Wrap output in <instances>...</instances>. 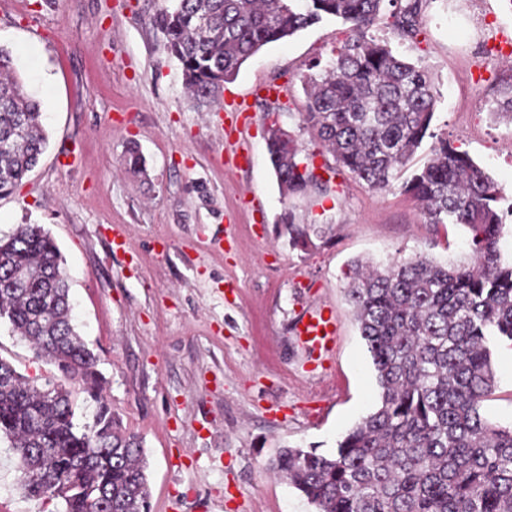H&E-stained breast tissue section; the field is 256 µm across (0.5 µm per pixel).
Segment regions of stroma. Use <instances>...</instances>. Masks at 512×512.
<instances>
[{"label": "stroma", "instance_id": "35a3bbf8", "mask_svg": "<svg viewBox=\"0 0 512 512\" xmlns=\"http://www.w3.org/2000/svg\"><path fill=\"white\" fill-rule=\"evenodd\" d=\"M165 0H0V47L41 104L49 144L37 167L0 196V237L41 225L56 242L71 316L100 356L104 394L123 433L143 443L151 512H314L270 469L281 449L327 452L378 401L372 361L345 288L354 260L386 264L417 253L456 261L469 229L423 223L401 186L448 139L512 204V68L477 58L489 36L512 38L506 0H423L416 38L373 28L424 67L436 90L425 138L390 190L370 191L336 168L328 192L283 197L266 139L291 131L316 165L332 164L301 125L303 77L349 36L327 18L249 58L200 106L152 19ZM482 72L471 84L473 72ZM137 145L147 173L129 171ZM246 154L242 166L227 163ZM318 224L292 248L279 224ZM130 231L113 253L112 227ZM332 311L336 341L317 356L296 336L307 308ZM0 358L42 385L61 374L0 323ZM496 387L483 410L512 426V344L493 348ZM25 496L17 458L0 440V512H61Z\"/></svg>", "mask_w": 512, "mask_h": 512}]
</instances>
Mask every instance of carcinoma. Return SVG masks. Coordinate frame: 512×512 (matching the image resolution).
<instances>
[{
    "mask_svg": "<svg viewBox=\"0 0 512 512\" xmlns=\"http://www.w3.org/2000/svg\"><path fill=\"white\" fill-rule=\"evenodd\" d=\"M153 23L199 104L261 48L325 17L350 24V38L324 72L304 77L302 122L334 161L373 191L391 187L430 134L435 91L428 73L368 37L384 4L398 35L413 38L420 0H169ZM267 138L283 195L319 185L294 135ZM40 104L0 48V195L37 165L46 148ZM425 224H460L472 258L441 264L425 256L379 268L356 263L346 294L376 371L380 403L332 453L286 448L276 470L316 512H512V427L485 417L495 389L491 343L512 342V259L499 242L512 219L503 189L468 153L439 141L403 184ZM281 224L293 247L323 230ZM97 403L78 429L65 384L39 387L0 359V436L8 439L33 498L72 488L64 512H151L142 442L116 430L102 395L99 355L72 324L67 276L54 240L38 224L0 238V320Z\"/></svg>",
    "mask_w": 512,
    "mask_h": 512,
    "instance_id": "cac0c4a2",
    "label": "carcinoma"
}]
</instances>
